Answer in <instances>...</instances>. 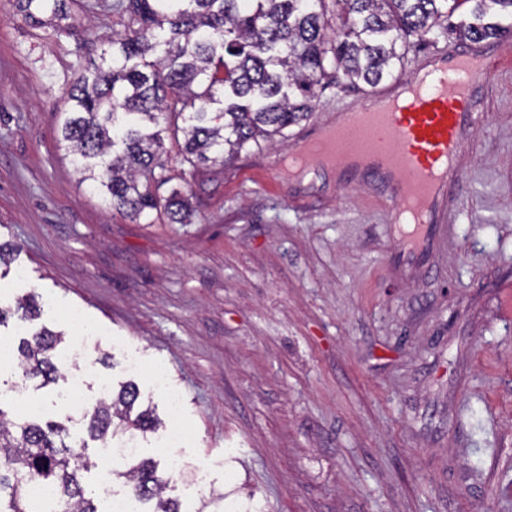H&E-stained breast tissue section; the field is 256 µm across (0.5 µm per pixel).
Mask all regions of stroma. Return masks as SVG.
<instances>
[{"instance_id":"obj_1","label":"stroma","mask_w":512,"mask_h":512,"mask_svg":"<svg viewBox=\"0 0 512 512\" xmlns=\"http://www.w3.org/2000/svg\"><path fill=\"white\" fill-rule=\"evenodd\" d=\"M15 3L0 0V242L18 251L0 304L32 294L41 315L0 326L7 419L30 400L86 445L99 512L124 486L62 398L77 377L88 404L103 380L152 402L162 425L142 453L180 512H512V38L491 40L474 95L455 233L410 261L377 186L288 168L290 145L364 97L336 86L286 145L221 168L170 157L191 223L113 213L59 148L58 110L123 21L113 0H66L81 24L48 38ZM21 324L65 332L58 383L23 380ZM175 425L190 439L170 448Z\"/></svg>"}]
</instances>
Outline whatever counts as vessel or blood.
<instances>
[{
	"instance_id": "1",
	"label": "vessel or blood",
	"mask_w": 512,
	"mask_h": 512,
	"mask_svg": "<svg viewBox=\"0 0 512 512\" xmlns=\"http://www.w3.org/2000/svg\"><path fill=\"white\" fill-rule=\"evenodd\" d=\"M489 57L481 43L433 51L385 91L344 111L378 136L366 147L370 160L361 173L385 188L398 244L409 257H418L431 237L453 231L433 215L456 186L466 134L480 120L471 101L489 71ZM452 77L461 83L454 93L448 90Z\"/></svg>"
}]
</instances>
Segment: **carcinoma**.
I'll return each instance as SVG.
<instances>
[{
	"label": "carcinoma",
	"instance_id": "obj_1",
	"mask_svg": "<svg viewBox=\"0 0 512 512\" xmlns=\"http://www.w3.org/2000/svg\"><path fill=\"white\" fill-rule=\"evenodd\" d=\"M469 19L449 22L464 4ZM23 19H68L64 0H17ZM126 18L102 64H90L63 92L61 146L74 157L81 181L117 213L138 221L152 213L186 224V191L166 197L171 180L161 122L182 132L181 162L222 165L246 147L260 148L308 119L323 81L377 87L406 71L413 45L440 38L483 41L512 36V0H115ZM189 113L188 125L174 128ZM39 315L28 296L0 307L8 318ZM63 334L47 328L17 348L22 377L57 380L54 351ZM139 390L128 382L85 412L90 437L117 449L123 468L112 475L130 486L149 512H179L162 493L170 476L124 444L156 430L149 408L135 411ZM68 429L26 416L0 425V512H47L36 485L53 486L65 512H99L81 474L91 468L83 449L66 442Z\"/></svg>",
	"mask_w": 512,
	"mask_h": 512
}]
</instances>
